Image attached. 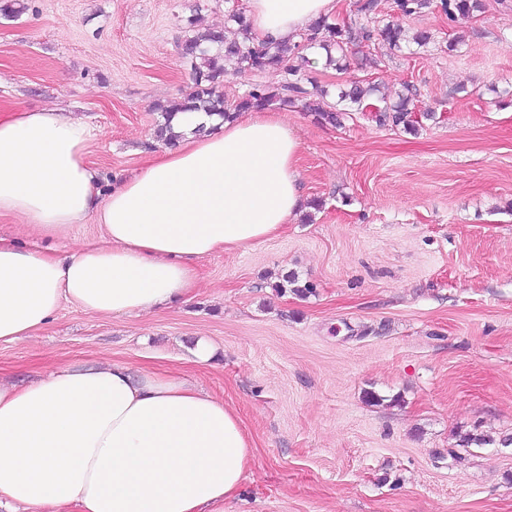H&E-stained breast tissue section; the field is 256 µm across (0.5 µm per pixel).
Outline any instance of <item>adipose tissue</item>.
I'll list each match as a JSON object with an SVG mask.
<instances>
[{"instance_id": "ef3b65f1", "label": "adipose tissue", "mask_w": 512, "mask_h": 512, "mask_svg": "<svg viewBox=\"0 0 512 512\" xmlns=\"http://www.w3.org/2000/svg\"><path fill=\"white\" fill-rule=\"evenodd\" d=\"M247 6L254 39L292 41L336 0ZM174 130V149L105 191L84 120L53 108L0 117V216L56 239L90 220L105 229L62 257L0 237V343L67 304L111 317L167 307L214 251L250 247L299 209V140L279 115L185 112ZM253 448L234 407L164 372L84 361L0 381V512H224Z\"/></svg>"}]
</instances>
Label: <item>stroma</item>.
<instances>
[{
    "label": "stroma",
    "instance_id": "stroma-1",
    "mask_svg": "<svg viewBox=\"0 0 512 512\" xmlns=\"http://www.w3.org/2000/svg\"><path fill=\"white\" fill-rule=\"evenodd\" d=\"M28 4L0 17V108L86 119L106 184L165 151L156 107L192 83L185 32L236 30L230 0ZM402 25L433 42L353 45L346 70L306 73L330 107L354 80L390 101L413 85L417 133L279 108L317 209L205 258L188 304L113 318L64 306L0 343V378L89 359L189 378L236 409L255 445L224 512H512V0ZM290 273L312 292L279 290ZM469 433L494 442L463 447Z\"/></svg>",
    "mask_w": 512,
    "mask_h": 512
}]
</instances>
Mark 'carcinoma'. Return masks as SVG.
Here are the masks:
<instances>
[{
	"label": "carcinoma",
	"instance_id": "1",
	"mask_svg": "<svg viewBox=\"0 0 512 512\" xmlns=\"http://www.w3.org/2000/svg\"><path fill=\"white\" fill-rule=\"evenodd\" d=\"M431 0H394V11L401 17H411L429 8ZM442 11L452 21L458 15L470 16L484 8L483 0H440ZM377 0H356L354 17L339 23L322 18L314 21L299 34V40L257 41L250 36V23L242 11L231 10L230 18L237 25V36L228 39L220 30L206 29L184 35L179 42L181 54L192 71V84L181 96L156 106L162 121L157 124V139L173 145L178 139L172 121L181 112L204 111L223 120L233 119L237 113L265 110L274 104L288 105L303 102L309 112L318 113L320 120L339 125L346 112H372L381 125L401 127L408 132L417 131L414 120V98L410 86L394 102L380 99L374 104L369 99L377 92V85L352 81L339 92L340 101L347 109H326L321 100L327 90L317 81L305 76L309 63L304 51L318 47L325 51L328 64L344 69L343 60L351 45L371 46L378 42L391 50H401L403 29L394 20L385 21L376 16ZM28 10L27 0H3L0 16L17 18ZM246 74L254 71H271L280 77L278 85L252 86L233 106L224 101L222 87L228 72Z\"/></svg>",
	"mask_w": 512,
	"mask_h": 512
}]
</instances>
